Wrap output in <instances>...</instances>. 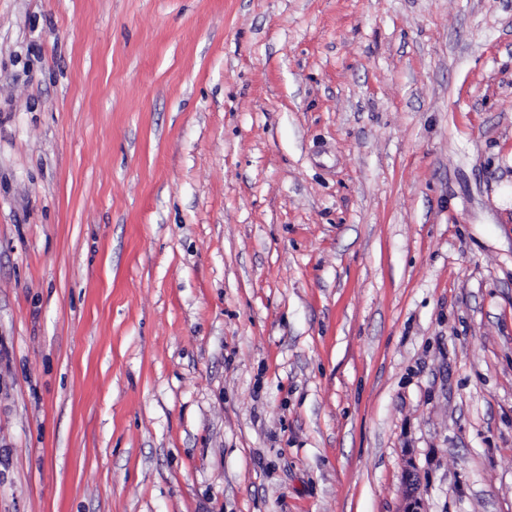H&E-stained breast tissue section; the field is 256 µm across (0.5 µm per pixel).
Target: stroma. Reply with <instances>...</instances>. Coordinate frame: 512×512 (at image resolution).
I'll return each instance as SVG.
<instances>
[{
	"label": "stroma",
	"mask_w": 512,
	"mask_h": 512,
	"mask_svg": "<svg viewBox=\"0 0 512 512\" xmlns=\"http://www.w3.org/2000/svg\"><path fill=\"white\" fill-rule=\"evenodd\" d=\"M512 512V0H0V512Z\"/></svg>",
	"instance_id": "35a3bbf8"
}]
</instances>
